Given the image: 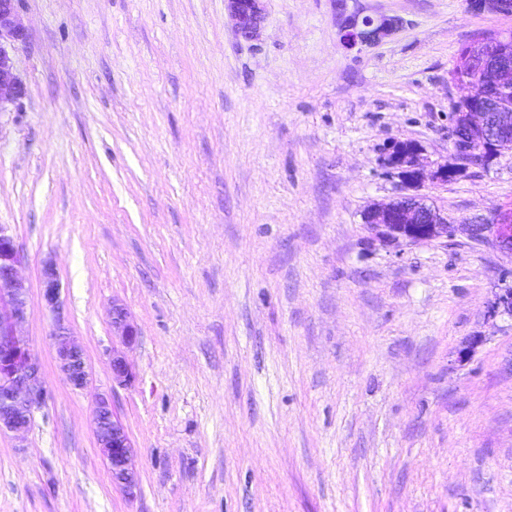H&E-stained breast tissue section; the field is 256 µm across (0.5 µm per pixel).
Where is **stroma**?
<instances>
[{
	"instance_id": "1",
	"label": "stroma",
	"mask_w": 512,
	"mask_h": 512,
	"mask_svg": "<svg viewBox=\"0 0 512 512\" xmlns=\"http://www.w3.org/2000/svg\"><path fill=\"white\" fill-rule=\"evenodd\" d=\"M19 0L24 96L0 106V225L18 333L47 390L0 433V512H512V257L459 230L387 246L365 213L403 193L410 142L454 161L460 49L512 30L467 0ZM399 16L345 48L341 13ZM421 195L450 223L512 213V151ZM52 261L90 385L55 360ZM139 329L113 386V303ZM109 394L141 491L93 431ZM263 0H224L237 35L246 41L258 39L264 20ZM419 149L413 145L394 144L386 163L398 170L399 177L405 188H416L420 185L424 169L420 162ZM109 366L112 374V384H117L118 386L131 385L134 374L130 363L122 352L112 349Z\"/></svg>"
}]
</instances>
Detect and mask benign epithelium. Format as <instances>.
I'll use <instances>...</instances> for the list:
<instances>
[{"mask_svg": "<svg viewBox=\"0 0 512 512\" xmlns=\"http://www.w3.org/2000/svg\"><path fill=\"white\" fill-rule=\"evenodd\" d=\"M237 35L246 41L258 39L264 20L263 0H224ZM473 9L507 14L502 0H470ZM396 16L345 15L339 25L341 42L350 48L377 45L400 27ZM500 50L487 54L488 38L471 45V55L484 65L487 83L478 85L470 79H456L454 84L467 90L452 113L451 141L458 160L456 173L470 168H487L492 153L512 150V32L493 35ZM26 39V28L18 14L17 0H0V105L22 98L24 86L17 77L8 47ZM386 163L397 169L405 188H416L423 179L419 149L413 145L394 144ZM365 223L380 240L393 243L404 240L422 243L454 235L456 225L448 223L438 209L416 195L402 196L375 207L365 215ZM473 241L491 243L512 255L511 224H466ZM20 255L14 237L0 225V431L22 437L29 429L34 413L45 403L47 391L41 381L38 356L17 333L26 319L27 289L17 276ZM42 299L54 312L60 310V286L53 264L41 271ZM112 329L130 347L138 329L127 309L112 303ZM53 336L56 340L57 366L73 390H84L90 373L83 349L68 339L67 327L57 318ZM112 383L128 386L134 374L126 356L112 351L109 359ZM94 431L104 460L111 464L112 484L130 499L140 492V479L133 467L134 446L123 423L115 416L111 398L99 395L93 410Z\"/></svg>", "mask_w": 512, "mask_h": 512, "instance_id": "7a95c632", "label": "benign epithelium"}]
</instances>
